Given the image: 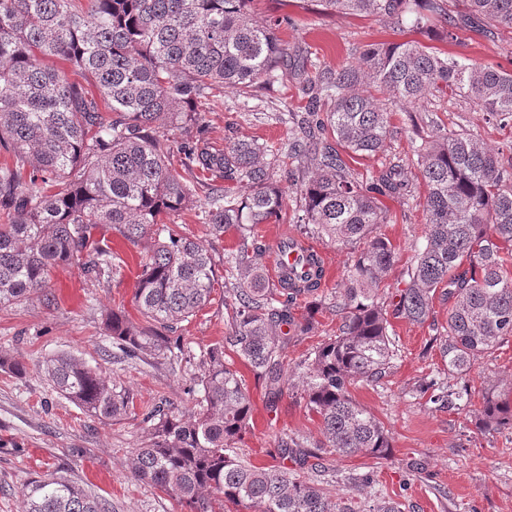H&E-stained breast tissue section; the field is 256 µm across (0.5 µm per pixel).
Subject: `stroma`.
I'll return each instance as SVG.
<instances>
[{"mask_svg":"<svg viewBox=\"0 0 512 512\" xmlns=\"http://www.w3.org/2000/svg\"><path fill=\"white\" fill-rule=\"evenodd\" d=\"M250 10L258 23L280 20L277 35L287 44L289 59L250 95L226 92L223 107L203 113L206 135L219 148L229 129L239 139L286 145L291 130L278 115L304 111L306 101L298 91L301 72L357 64L361 52L373 44L415 40L438 52L512 70V32L506 30L487 36L463 29L459 42L451 44L435 20L423 30L404 32L372 17L322 10L317 0H251ZM430 122L478 135L494 151L512 144L511 128L499 129L489 123L486 112L454 96L437 99L427 108L401 105L391 115L384 151L370 158L349 155L345 161L358 180L368 179L385 165L407 159L416 132ZM424 202L420 185L410 198L382 200L388 221L378 232L397 254L384 288L400 287L415 259L424 234ZM173 222L207 249L218 279H226L224 255L236 248L237 234L214 237L194 210L175 215ZM112 249L122 263L109 279L98 281L78 267L63 266L50 282L54 303L35 294L22 304L0 308V355L26 367L20 376L0 372V512H22L20 488L47 473L77 482L105 499L110 512H182L174 498L136 480L128 458L147 438L143 415L152 404L163 398L180 410L194 408L199 356L221 342L231 308L218 294L182 323L178 334L183 355L166 358L145 351L127 358L113 345L104 320L115 308L138 320L134 292L145 250L118 235L112 238ZM389 333L398 344L393 373L378 385L351 389L354 399L391 436L392 458L378 466L381 496L406 501L413 512H512V430L482 432L475 426L472 408L443 409L408 395L406 389L414 381L440 371V354L427 347L432 334L428 325L394 318ZM61 353L129 388L134 407L128 416L103 422L56 393L44 362ZM224 361L244 378L254 407L255 425L237 444L242 459L258 467L277 464L281 437L297 438L308 448L321 444L318 417L297 403L292 389H285L276 411H268L264 383L233 352H225ZM510 379L512 339L479 361L473 384L481 388Z\"/></svg>","mask_w":512,"mask_h":512,"instance_id":"stroma-1","label":"stroma"}]
</instances>
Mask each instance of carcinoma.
<instances>
[{
    "mask_svg": "<svg viewBox=\"0 0 512 512\" xmlns=\"http://www.w3.org/2000/svg\"><path fill=\"white\" fill-rule=\"evenodd\" d=\"M250 0H0V307L42 292L53 269L76 265L110 276L114 254L103 229L131 244L146 243L134 301L135 323L112 310L105 329L128 357L180 349L176 335L211 301L218 285L212 258L165 218L198 207L214 236L239 237L227 256L233 317L224 343L201 355L197 408L165 403L145 415L144 446L129 458L138 480L174 497L187 512L242 506L247 512H407L405 503L376 495L377 471L351 474V493L334 497L298 474L321 473L324 455L386 460L384 425L352 397L351 386H375L397 356L379 285L395 262L380 197H406L416 178L426 186V230L405 287L396 289L393 316L430 323L454 390L434 376L409 393L438 406L471 403L478 361L512 337V155L493 152L472 134L435 128L418 137L408 163L391 164L368 183L357 180L339 149L361 156L384 151L390 113L404 102L457 95L512 124V70H498L406 41L374 46L360 64L305 78L306 119L291 128L288 145L228 138L217 148L199 123L198 106L224 103V91L247 95L284 64L278 22H254ZM456 22L443 0H321L328 11H349L418 29L434 14L457 39L469 17L482 33L512 30V0H465ZM61 59L57 69L49 61ZM386 91L376 98L371 88ZM331 129L339 147L323 137ZM177 130L180 140L169 139ZM305 177L295 183L301 234L352 250L349 285L329 300L316 298L322 272L275 282L257 261V227L279 219L289 188L288 162ZM448 300L446 326L429 322L437 290ZM313 298L295 316L300 298ZM341 315L339 333L295 365L299 400L322 424L325 441L300 452L280 440L279 464L257 467L235 445L253 428L245 382L224 363L230 349L265 383L274 408L290 381L285 350L290 336L316 329L314 314ZM57 392L103 421L127 414L133 395L67 354L45 361ZM476 418L484 432L512 430V401L492 386ZM20 495L25 512H110L81 485L37 476Z\"/></svg>",
    "mask_w": 512,
    "mask_h": 512,
    "instance_id": "obj_1",
    "label": "carcinoma"
}]
</instances>
